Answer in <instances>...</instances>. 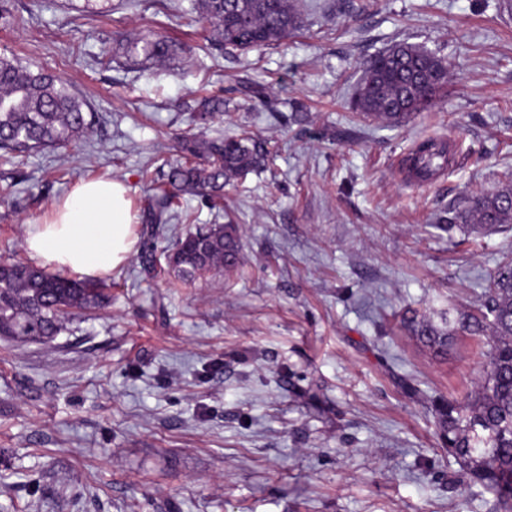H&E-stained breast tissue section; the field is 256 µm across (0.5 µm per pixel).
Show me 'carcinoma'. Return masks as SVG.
<instances>
[{
  "label": "carcinoma",
  "mask_w": 512,
  "mask_h": 512,
  "mask_svg": "<svg viewBox=\"0 0 512 512\" xmlns=\"http://www.w3.org/2000/svg\"><path fill=\"white\" fill-rule=\"evenodd\" d=\"M199 17L230 51L247 52L281 41L301 28L303 19L291 0H196ZM147 60L176 52L163 36L142 40ZM450 80L448 64L424 47L396 43L364 68L351 108L376 121L397 125L435 106ZM224 111V98L203 99L193 121L206 126ZM91 121L83 101L61 79L0 55V150L6 154L67 148L82 140ZM181 160L170 166L166 181L144 201L142 224H165L178 216L182 196H200L213 206L224 199V186L261 170L267 151L252 138L186 136ZM202 158L200 167L195 160ZM444 142L425 140L404 165L419 183L449 167ZM448 223L480 228L512 227V183L480 192L463 209L448 212ZM241 243L232 224L198 227L178 237L168 250L169 267L189 284L211 272L238 270ZM488 299L480 314L458 312L432 319L412 313L406 318L416 339L433 354H448L456 332H490L492 345L474 397L463 404L448 399L435 408L444 446L472 482L496 497L499 512H512V257L489 276ZM111 300L104 282L68 272L50 273L20 260L5 259L0 268V337L16 342H45L67 330L68 316L91 313Z\"/></svg>",
  "instance_id": "carcinoma-1"
}]
</instances>
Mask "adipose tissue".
I'll return each instance as SVG.
<instances>
[{"instance_id":"adipose-tissue-1","label":"adipose tissue","mask_w":512,"mask_h":512,"mask_svg":"<svg viewBox=\"0 0 512 512\" xmlns=\"http://www.w3.org/2000/svg\"><path fill=\"white\" fill-rule=\"evenodd\" d=\"M136 243L131 200L122 183L79 182L25 227L29 256L53 271L102 278L121 266Z\"/></svg>"}]
</instances>
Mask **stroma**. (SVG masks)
<instances>
[{"label": "stroma", "mask_w": 512, "mask_h": 512, "mask_svg": "<svg viewBox=\"0 0 512 512\" xmlns=\"http://www.w3.org/2000/svg\"><path fill=\"white\" fill-rule=\"evenodd\" d=\"M195 0H8L0 53L67 81L94 116L65 150L0 158V258L81 180L119 181L140 206L223 94L207 137L269 142L268 168L198 196L194 224H232L241 271L188 285L165 250L190 225L147 227L106 276L112 303L48 344L0 338V504L17 512H495L444 449L438 402L467 400L488 336L440 358L404 324L484 308L512 230L447 225L468 195L512 183V0H297L301 29L225 52ZM165 35L181 55L128 57ZM425 46L452 80L436 106L385 126L350 101L363 65ZM455 159L429 183L397 167L421 141ZM224 111V98L212 96L203 99L193 112V121L199 126H206L217 112Z\"/></svg>", "instance_id": "35a3bbf8"}]
</instances>
